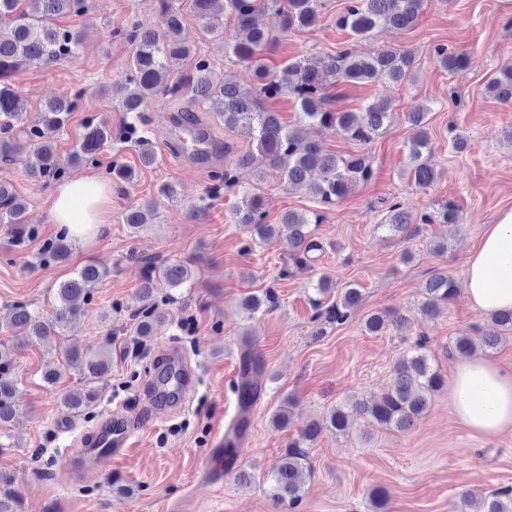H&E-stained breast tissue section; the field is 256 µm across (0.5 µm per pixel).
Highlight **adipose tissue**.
Masks as SVG:
<instances>
[{"mask_svg":"<svg viewBox=\"0 0 512 512\" xmlns=\"http://www.w3.org/2000/svg\"><path fill=\"white\" fill-rule=\"evenodd\" d=\"M86 178L54 190L49 209L52 223L67 226L71 240L83 242L106 221L112 188L97 178L96 192L80 197ZM465 292L472 306L483 313L512 310V209L498 223L488 225L479 247L465 259ZM450 399L457 418L471 431L494 436L512 428V370L483 357L461 361L451 380Z\"/></svg>","mask_w":512,"mask_h":512,"instance_id":"adipose-tissue-1","label":"adipose tissue"}]
</instances>
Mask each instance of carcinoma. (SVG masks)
Returning <instances> with one entry per match:
<instances>
[{
	"instance_id": "carcinoma-1",
	"label": "carcinoma",
	"mask_w": 512,
	"mask_h": 512,
	"mask_svg": "<svg viewBox=\"0 0 512 512\" xmlns=\"http://www.w3.org/2000/svg\"><path fill=\"white\" fill-rule=\"evenodd\" d=\"M216 3L217 0H192L196 14L205 22L204 36L220 42L224 55L233 57L250 73L253 95H243L234 80L217 72L210 57L192 51L191 45L181 37L179 13L172 8L170 0H158L160 28L132 19L123 29L126 38L136 44L129 74L123 83L112 89V95L120 98L123 111L136 113V121L126 126L125 137L141 148V163L151 166L155 163V155L147 147V138L139 122L147 100L157 95L183 94L192 103L219 102L223 105L224 128L246 129L252 135V141L247 151L210 172L206 198L223 190L234 192L238 201L231 209L233 223L251 227L253 235L260 240L269 239L277 232L286 233L294 250L293 260L304 269L308 267L310 253L320 250L313 231L314 225L321 223L323 214L319 210H288L280 216L278 224H270L269 200L257 185L240 187L235 171L247 167L259 172L265 167L276 169L288 184L306 187L320 210L335 206L357 185L371 180L372 165L363 154L337 156L326 152L319 139L305 136L304 126L336 132L360 144L372 142L393 120L390 104L378 101L361 112H346L332 107L330 89L339 83L375 81L403 85L409 81L413 56L407 49L391 46L369 56H358L345 50L334 56H302L276 71L269 67L266 59L279 34L316 26L321 17V0H224V11L234 16L236 25L235 34L229 38L224 36V23L214 14ZM423 4L424 0H347L344 10L336 16V27L358 36H366L379 28L406 30L418 21ZM88 7L89 0H0V161L10 159L21 146L14 136L25 112V97L15 86L20 64L50 66L75 56L80 34L60 26L58 19L79 16ZM262 13H271L279 19V32L256 22V16ZM436 56L440 66L450 74L463 70L466 65L464 53L450 51L445 45L436 47ZM188 58L191 59V69L175 73L171 62ZM487 90L499 102L512 103V67L503 68L500 75L492 78L487 83ZM284 94L292 97L300 109L299 121L294 127L284 124L278 113L264 107L266 100ZM81 98L82 91L77 90L47 102L41 123L21 129L26 144L33 147L36 156V163L29 171L31 178L66 177L67 171L59 162L51 134L65 126L72 112L79 108ZM429 112V108L418 105L405 113V121L413 129L407 142L410 174L420 188L435 180L434 169L425 159L430 146ZM109 139L111 131L105 121L88 119L78 140L75 159L91 166L98 164V155ZM24 213L23 201L7 184L0 182V224L10 225L17 242L32 235ZM151 213L152 204L145 202L125 215V223L139 228L148 223ZM458 219V207L452 201L418 216L395 203L385 208L379 227L393 234L413 237L418 234L421 224H455ZM105 274V270L94 264L84 265L56 288L57 304L51 319L43 320L27 303L18 302L11 307L10 326L20 335H62L61 329L81 315V305L92 300L91 285L102 280ZM193 277L192 267L183 261L150 264L141 292L149 295L156 283L162 282L169 288L166 300L173 301V290L183 287ZM458 290L459 285L447 274L432 276L424 286L421 316L434 318L440 306L448 304ZM331 291L330 280L319 278L311 302L317 309V318L329 324H341L359 303L361 291L349 284L334 301L329 300ZM276 302L277 296L269 290L245 300L243 309L252 318L262 308ZM134 317L133 335L145 336L164 314L154 305L139 309ZM490 322L496 331L484 337L487 351L496 347L499 333L512 332V310L491 315ZM408 324L410 320L406 316L382 311L368 316L364 327L379 334L391 325L404 329ZM15 356L13 348L0 343V423L3 425L19 411L12 378ZM111 364L112 341L109 338L93 353L67 352L65 368L78 371L83 376L84 387L60 393L58 399L62 408L71 413L87 408L96 397V383L108 374ZM264 370L262 358L251 347H245L236 384L242 410H249L259 400ZM445 385V375L437 359L430 355L429 337L420 332L396 364L392 384L375 400L344 401L332 408L325 419L309 421L299 430L298 438L288 445L273 466L271 497L275 504L290 512L298 506L302 498L300 475L307 465L306 446L315 442L323 432L341 435L359 417L369 427L408 431L425 414L432 396ZM248 426L249 421L245 418L233 424V441L224 445L226 461L233 460L236 441L246 433ZM17 504V493L10 488L8 477L1 473L0 512H18ZM457 512H512V490L494 492L480 501L463 497Z\"/></svg>"
}]
</instances>
